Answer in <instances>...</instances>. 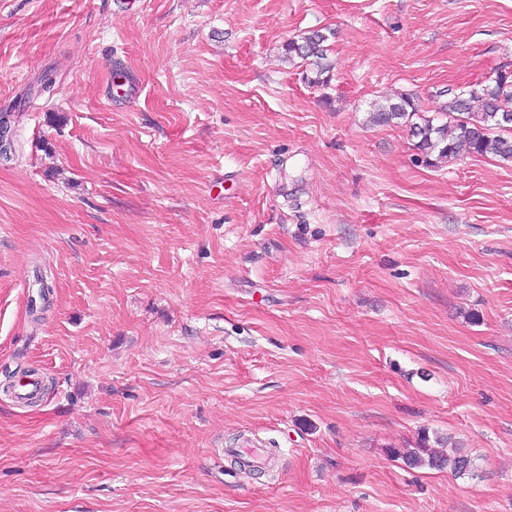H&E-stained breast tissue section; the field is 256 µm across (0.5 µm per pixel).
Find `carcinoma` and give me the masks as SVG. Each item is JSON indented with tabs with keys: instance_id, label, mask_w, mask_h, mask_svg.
Listing matches in <instances>:
<instances>
[{
	"instance_id": "1",
	"label": "carcinoma",
	"mask_w": 512,
	"mask_h": 512,
	"mask_svg": "<svg viewBox=\"0 0 512 512\" xmlns=\"http://www.w3.org/2000/svg\"><path fill=\"white\" fill-rule=\"evenodd\" d=\"M328 35L312 30L285 43V58H300L311 66L308 83L325 86L333 64L328 56ZM443 121L436 123L419 115L409 94L375 101L368 110V123L375 126L404 125L417 139L422 162L452 161L464 155L488 154L512 162V72H499L489 83H475L461 94L452 95L440 106ZM13 149L10 115H0V157L9 158ZM412 468H448L457 475L475 469L474 460L458 451L447 454L424 446L396 451Z\"/></svg>"
}]
</instances>
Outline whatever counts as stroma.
Wrapping results in <instances>:
<instances>
[{
  "mask_svg": "<svg viewBox=\"0 0 512 512\" xmlns=\"http://www.w3.org/2000/svg\"><path fill=\"white\" fill-rule=\"evenodd\" d=\"M505 62L512 0H0V512H512V162L366 123ZM328 40L325 33L312 30L297 39H290L284 45L285 58L289 62L296 57L313 66L306 73V79L311 85L324 86L330 79L333 64L328 56L329 46L325 45ZM426 439H423L424 446L420 448H404L403 451H395L396 456H400L406 464L412 468H438L448 467L457 475H466L475 469L474 460L468 455L461 454L455 450L453 454H447L441 451L426 448Z\"/></svg>",
  "mask_w": 512,
  "mask_h": 512,
  "instance_id": "stroma-1",
  "label": "stroma"
}]
</instances>
